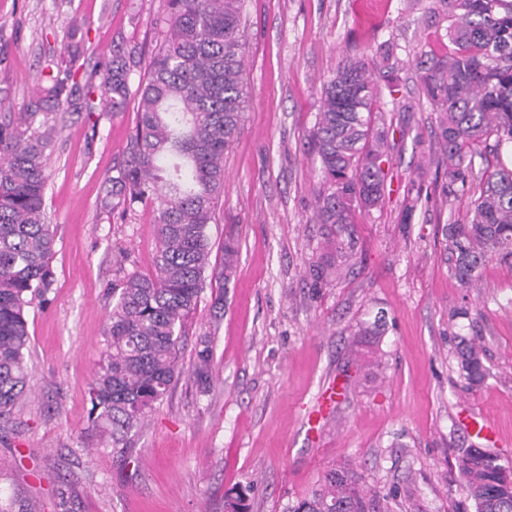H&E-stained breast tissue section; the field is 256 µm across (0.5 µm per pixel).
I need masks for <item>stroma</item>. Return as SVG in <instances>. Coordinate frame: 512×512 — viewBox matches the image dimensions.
I'll use <instances>...</instances> for the list:
<instances>
[{"label":"stroma","mask_w":512,"mask_h":512,"mask_svg":"<svg viewBox=\"0 0 512 512\" xmlns=\"http://www.w3.org/2000/svg\"><path fill=\"white\" fill-rule=\"evenodd\" d=\"M167 0H0V87L19 111L73 28L87 31L86 77L113 52L142 63L164 40ZM249 99L224 154L226 182L210 226L211 260L239 242L224 290L206 286L187 320L182 374L132 432L125 452L87 430V392L105 348L112 285L153 275V203L103 211L135 105L115 114L61 112L45 192L57 227L45 297L27 309L30 393L0 427V499L38 512H224V494L252 485L251 512H289L349 463L389 512H474L456 459L473 440L460 412L490 418L493 454L512 467V256L495 255L476 287L454 277L443 228L473 195L449 183L419 59L452 52L448 0H244ZM398 60L379 109L393 120L392 180L381 208L354 209L355 249L343 274L315 283L321 183L310 134L323 83L349 58ZM420 200L411 223L407 199ZM223 294L224 308L213 300ZM382 317L380 335L357 337ZM212 341L208 392L188 372ZM481 349L485 381L461 387L457 345ZM346 393L318 434L304 422L329 379Z\"/></svg>","instance_id":"1"}]
</instances>
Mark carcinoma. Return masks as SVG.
<instances>
[{
    "instance_id": "obj_1",
    "label": "carcinoma",
    "mask_w": 512,
    "mask_h": 512,
    "mask_svg": "<svg viewBox=\"0 0 512 512\" xmlns=\"http://www.w3.org/2000/svg\"><path fill=\"white\" fill-rule=\"evenodd\" d=\"M168 6L165 39L137 88H131L137 61L130 53L100 62L98 83L82 81L75 29L40 72L22 111L0 113V423L27 395V307L52 283L56 229L46 222L43 195L57 124L49 115L92 113L95 93L111 111L123 112L136 96V122L101 205L122 216L144 199L157 204L155 275H128L112 288L106 351L88 390L96 436L116 448L142 426L179 376L185 322L206 281L227 283L234 274L237 240H224V262L213 265L208 226L224 190V151L240 132L248 99L242 0H168ZM448 18L455 51L423 65L421 82L437 113L448 180L475 184L472 207L444 228L453 274L469 288L489 257L512 255V167L498 158L492 172L474 176L478 146L491 139L497 152L512 146V0H448ZM377 96L362 60L339 65L322 90L311 132L324 179L315 218L326 253L311 269L317 284L341 275L351 256L352 203L368 212L383 204L389 125ZM199 346L191 377L205 390L213 380L211 340ZM457 354L462 388L481 384L480 346L463 339ZM458 469L475 512H512V471L498 456L469 448ZM250 492L249 486L228 490L224 512H250ZM289 512H375L374 498L346 463Z\"/></svg>"
}]
</instances>
